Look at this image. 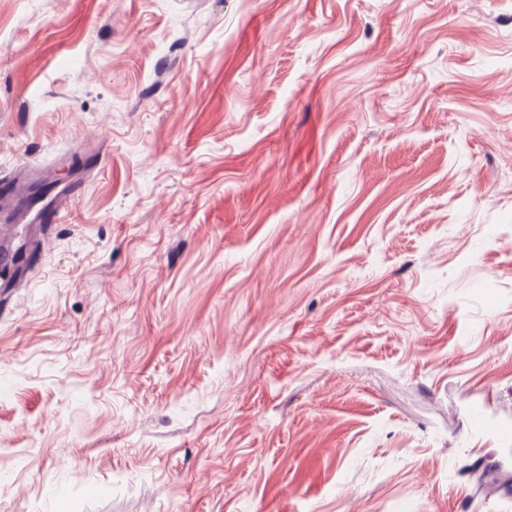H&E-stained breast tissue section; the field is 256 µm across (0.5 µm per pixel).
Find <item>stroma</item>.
I'll return each instance as SVG.
<instances>
[{"instance_id":"stroma-1","label":"stroma","mask_w":512,"mask_h":512,"mask_svg":"<svg viewBox=\"0 0 512 512\" xmlns=\"http://www.w3.org/2000/svg\"><path fill=\"white\" fill-rule=\"evenodd\" d=\"M51 173L0 512H512V0H0Z\"/></svg>"}]
</instances>
